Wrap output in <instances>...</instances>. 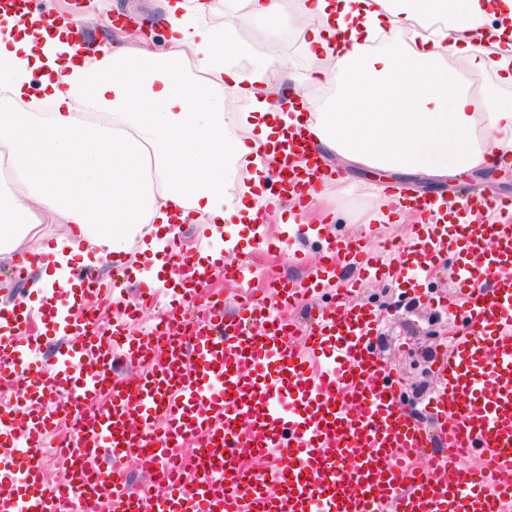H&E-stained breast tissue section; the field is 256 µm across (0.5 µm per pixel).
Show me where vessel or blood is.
<instances>
[{
	"label": "vessel or blood",
	"mask_w": 512,
	"mask_h": 512,
	"mask_svg": "<svg viewBox=\"0 0 512 512\" xmlns=\"http://www.w3.org/2000/svg\"><path fill=\"white\" fill-rule=\"evenodd\" d=\"M288 147L277 161L290 173L280 193L310 198L332 173L308 137ZM293 153L305 169L291 167ZM464 205L499 217L414 225L390 260L363 241L327 239L306 280L276 282L230 315L207 289L210 272L225 268L223 253L211 254L202 270L171 281L175 304L156 334H131L123 322L104 328L97 307L113 290L88 275L80 317L58 323L46 310L43 332L16 303L0 326V382L17 386L0 420V512H93L98 500L108 512H512V200ZM450 254L465 299L455 311L461 330L437 364L424 421L400 399L403 378L377 349L383 309L348 301L352 284L335 276L352 266L396 282ZM331 282L335 302L318 305L307 327L284 315ZM190 304L201 309L191 322ZM56 334L47 362H32ZM121 363L135 375L118 374ZM61 392L71 433L60 466L94 463L100 479L90 491L48 482L30 457L61 420ZM271 451L272 468L241 474L239 461ZM462 452L478 467L458 469ZM128 457L168 495H148L104 465Z\"/></svg>",
	"instance_id": "obj_1"
}]
</instances>
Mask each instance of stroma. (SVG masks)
<instances>
[{"instance_id": "obj_1", "label": "stroma", "mask_w": 512, "mask_h": 512, "mask_svg": "<svg viewBox=\"0 0 512 512\" xmlns=\"http://www.w3.org/2000/svg\"><path fill=\"white\" fill-rule=\"evenodd\" d=\"M41 10L51 15L83 18L81 29L89 43H109L116 48L136 49L142 35L163 36V0H111L110 8H101L99 0H39ZM213 25L232 34V46L226 55L229 65L249 68L260 62H278L282 69L278 76L285 86L305 88L313 65L301 42L295 36L297 22L294 11H287L271 22L250 26L241 24L236 12H221L211 18ZM329 169L338 180L328 186L336 209L335 220L322 218V201H313L304 221L284 224L280 218L299 211L298 201L281 203L279 212L269 213L260 225L242 224L237 218L224 222L220 239H212L207 225L183 224L179 233L188 253L197 255L214 247H226L234 242L238 246L252 243L256 228L288 241L285 249L268 254L251 255V266L246 274L247 286L225 279L216 273L208 283L210 290L221 292L224 306L235 309L244 288L265 287L275 277L301 279L308 270L293 266L290 252L299 250L318 261L320 247L325 238L336 235L370 237L376 249L388 242H406L411 224L417 218L402 211H388L381 198V187L407 188L425 197L443 196L445 200L473 193L488 198H512V175L492 174L485 170L461 171L446 177L431 178L424 175L404 176L391 171L344 164L333 154L325 158ZM138 273L127 283L124 296L130 304H137L143 287L154 288L156 298L152 306L144 309L134 324L136 331L155 322L158 314L167 309L170 301L168 288L156 284L150 264L140 252H133ZM455 261L446 259L424 272L408 273L406 285L398 286L377 281L365 285L361 296L382 308L386 318L380 327L379 350L384 359L404 375V395L418 406H425L433 393L435 358L442 349L441 330L451 320L440 310V298L448 296L455 280Z\"/></svg>"}]
</instances>
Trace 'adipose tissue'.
Wrapping results in <instances>:
<instances>
[{"label":"adipose tissue","instance_id":"adipose-tissue-1","mask_svg":"<svg viewBox=\"0 0 512 512\" xmlns=\"http://www.w3.org/2000/svg\"><path fill=\"white\" fill-rule=\"evenodd\" d=\"M235 3L170 0L165 48L133 56L49 31L41 11L21 25L0 8V150L21 191L0 195V255L44 224L71 234L52 272L29 287L38 301L78 287L68 265L81 245L103 258L140 245L160 275L175 225L215 227L230 213L254 222L279 200L247 185L251 204L225 209L227 186L243 178L229 159L251 152L262 165L300 128L322 152L403 174L492 169L512 154V102L491 89L472 95L442 63L448 55L476 72L492 67L512 84V0H408L404 10L389 0H300L307 23L296 36L319 61L308 83L339 87L326 112L307 92L300 107L282 108L275 63L226 65L228 38L209 19ZM442 9L448 23L434 27ZM376 40L383 52L372 58ZM228 91L253 103L235 117V138L224 128Z\"/></svg>","mask_w":512,"mask_h":512}]
</instances>
